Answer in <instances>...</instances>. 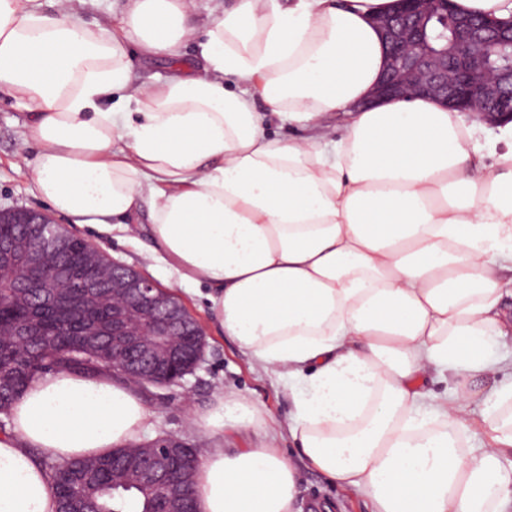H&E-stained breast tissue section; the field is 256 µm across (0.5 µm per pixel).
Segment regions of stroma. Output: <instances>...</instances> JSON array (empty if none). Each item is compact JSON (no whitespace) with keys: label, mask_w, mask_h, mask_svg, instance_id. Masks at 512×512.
<instances>
[{"label":"stroma","mask_w":512,"mask_h":512,"mask_svg":"<svg viewBox=\"0 0 512 512\" xmlns=\"http://www.w3.org/2000/svg\"><path fill=\"white\" fill-rule=\"evenodd\" d=\"M27 110L0 92V208L23 207L48 212V205L31 190L24 174L23 159L32 158L34 144L26 140ZM72 232L99 246L112 260L130 266L171 291L200 322L206 340L204 359L181 383L154 388L142 398L153 415L152 436L171 435L192 447L205 449L209 442L188 423L194 409L210 405L216 390L236 391L252 401L273 420L268 431L226 430L223 448L234 452L269 444L279 448L298 471L296 507L298 512H317V505L333 501L337 512H369L367 502L356 492L342 490L321 472L310 468L296 449L286 427L293 409L287 384L279 375L256 363L245 350L219 332L208 305L196 290L182 285L164 262L149 253L145 245H132L121 228L102 233L89 226L75 224Z\"/></svg>","instance_id":"1"}]
</instances>
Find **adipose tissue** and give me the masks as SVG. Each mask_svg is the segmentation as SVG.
I'll list each match as a JSON object with an SVG mask.
<instances>
[{"mask_svg": "<svg viewBox=\"0 0 512 512\" xmlns=\"http://www.w3.org/2000/svg\"><path fill=\"white\" fill-rule=\"evenodd\" d=\"M396 0H127L83 22L73 0H0V91L30 112L35 194L71 223L147 234L216 326L287 379V427L310 466L370 512H512V123L485 148L431 98L373 99L376 17ZM191 65L146 84L132 59ZM265 110H258V103ZM348 117L343 132L326 122ZM304 124L284 141L269 117ZM451 376L447 398L426 388ZM483 398L486 440L464 408ZM191 425L267 429L237 393ZM130 386L65 370L32 381L0 433V512H57L42 461L140 443ZM297 471L272 446L207 449L199 512H295Z\"/></svg>", "mask_w": 512, "mask_h": 512, "instance_id": "obj_1", "label": "adipose tissue"}]
</instances>
